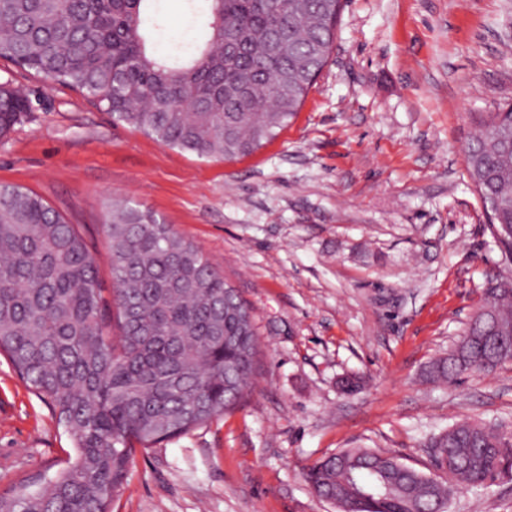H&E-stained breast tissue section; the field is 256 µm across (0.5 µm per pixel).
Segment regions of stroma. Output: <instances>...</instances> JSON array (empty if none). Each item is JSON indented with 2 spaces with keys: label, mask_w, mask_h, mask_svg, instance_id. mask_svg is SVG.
Segmentation results:
<instances>
[{
  "label": "stroma",
  "mask_w": 512,
  "mask_h": 512,
  "mask_svg": "<svg viewBox=\"0 0 512 512\" xmlns=\"http://www.w3.org/2000/svg\"><path fill=\"white\" fill-rule=\"evenodd\" d=\"M175 62L199 0H157ZM31 110L0 140V182L78 225L111 289L108 207L131 201L199 246L252 307L254 389L224 416L136 450L111 512H336L304 467L372 448L436 474L429 439L463 420L512 429V365L456 385L425 365L458 340L501 267L465 148L512 105V0H343L300 112L224 161L162 146L82 95L0 60ZM363 378L352 395L342 377ZM73 453L51 408L0 357V495ZM448 512H512V481L459 488Z\"/></svg>",
  "instance_id": "1"
}]
</instances>
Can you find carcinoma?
Wrapping results in <instances>:
<instances>
[{"label":"carcinoma","mask_w":512,"mask_h":512,"mask_svg":"<svg viewBox=\"0 0 512 512\" xmlns=\"http://www.w3.org/2000/svg\"><path fill=\"white\" fill-rule=\"evenodd\" d=\"M151 0H0V59L66 85L112 122L201 158L253 153L299 112L332 49L341 0H204V40L171 65L150 44ZM0 85V139L30 112ZM492 244L512 263V112L480 121L465 150ZM111 299L84 236L41 196L0 184V354L53 408L75 457L0 512H109L136 448L237 408L255 386L253 311L197 246L152 212L110 208ZM116 307L120 336L106 312ZM512 274L427 377L450 383L486 360L512 364ZM452 482L371 448L303 477L337 512H448L453 486L512 476V432L459 422L431 440Z\"/></svg>","instance_id":"carcinoma-1"}]
</instances>
